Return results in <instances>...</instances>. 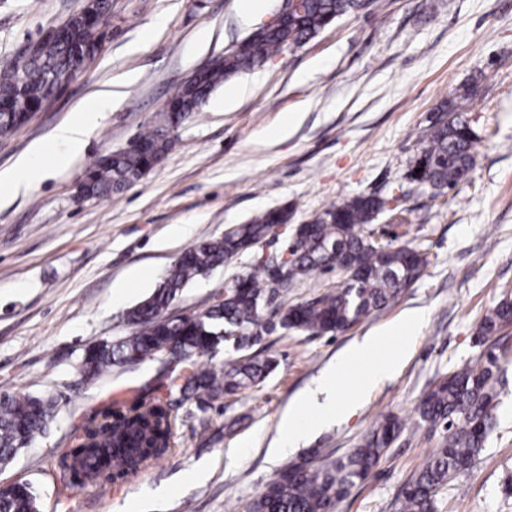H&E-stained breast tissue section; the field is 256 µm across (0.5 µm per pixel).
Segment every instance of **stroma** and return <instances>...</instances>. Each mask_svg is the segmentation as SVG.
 Masks as SVG:
<instances>
[{
  "label": "stroma",
  "mask_w": 512,
  "mask_h": 512,
  "mask_svg": "<svg viewBox=\"0 0 512 512\" xmlns=\"http://www.w3.org/2000/svg\"><path fill=\"white\" fill-rule=\"evenodd\" d=\"M84 3L0 0V68ZM110 4L97 58L48 109L0 138V171L37 143L45 171L26 191L0 183V390L51 392L60 402L52 430L0 467V483L32 484L40 512H248L285 465L315 448L323 463L348 453L393 414L403 433L336 512H398L401 488L445 434L417 425L421 398L448 372L484 361L498 340L480 338L477 326L512 295V0H372L235 76L245 92L232 106L216 89L139 182L82 201L77 187L87 168L154 125L194 71L272 20L281 0H263L248 17L244 0ZM463 86L474 89L467 117L476 164L435 197L407 172L437 107ZM94 103L107 122L84 155L57 173L54 130ZM289 113L296 120L283 139L276 130ZM362 193L396 198L408 219L399 244L429 260L389 307L335 335L265 336L251 354L274 358L277 368L259 386L203 408L168 392L165 365L151 357L93 382L79 374L87 346L130 334L123 311L151 295L185 249L257 213L292 212L291 228L191 281L169 307L172 316L202 313L255 256L282 254L293 226ZM174 224L187 225L188 234L169 238ZM135 270L146 280L117 296V284ZM417 309L424 320L391 380L294 451L271 454L282 413L346 347ZM153 397L171 402L178 418L173 452L100 486H80L56 468L75 427ZM495 416L472 472L440 491L438 512H512L503 491L512 478V363Z\"/></svg>",
  "instance_id": "1"
}]
</instances>
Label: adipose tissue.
<instances>
[{
	"label": "adipose tissue",
	"mask_w": 512,
	"mask_h": 512,
	"mask_svg": "<svg viewBox=\"0 0 512 512\" xmlns=\"http://www.w3.org/2000/svg\"><path fill=\"white\" fill-rule=\"evenodd\" d=\"M106 118V113L84 110L75 113L70 121L55 130L54 140L64 147L63 153L59 154L56 161L57 169H66L71 160L81 154L88 137L103 125ZM423 318L422 312H412L381 333L363 337L346 348L339 357L335 369L323 373L314 386L303 393L295 406L283 414L279 424L277 453H288L291 448L297 447L307 433L331 424L354 411L360 399L389 378L400 365L415 339L416 330ZM388 341L394 346L392 355L377 362L373 361V354ZM364 361L368 362L369 367L363 374L355 397H340L335 386L338 370L350 369ZM303 410L312 415L311 420L305 424L298 420V414Z\"/></svg>",
	"instance_id": "adipose-tissue-1"
}]
</instances>
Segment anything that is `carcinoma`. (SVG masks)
<instances>
[{
	"instance_id": "obj_1",
	"label": "carcinoma",
	"mask_w": 512,
	"mask_h": 512,
	"mask_svg": "<svg viewBox=\"0 0 512 512\" xmlns=\"http://www.w3.org/2000/svg\"><path fill=\"white\" fill-rule=\"evenodd\" d=\"M371 0H304L299 12L288 15L241 50L224 54L220 65L203 67L175 92L181 112L159 114L157 124L140 133L124 148L100 159L86 173L80 197L99 199L139 181L169 150L167 131L179 126L224 81L264 64L286 49L296 48L341 17L359 12ZM75 43L50 37L38 41L35 57L0 69V136H9L31 112V104L52 97L76 70L75 49L96 41L100 34L80 18L71 19ZM472 89L464 87L437 108L426 129L422 148L408 179L439 194L455 187L474 165L473 138L466 105ZM420 172H415V169ZM389 199L357 195L330 205L301 227L288 266V281L303 280L315 272L344 271L336 289L291 306L270 307L272 277L269 260L259 255L247 273L224 284V294L204 312L193 316H164L179 292L196 277L224 265L264 240L279 224L290 221L286 209L261 212L223 237L201 241L184 251L168 269L158 288L127 310L132 333L115 341L89 346L79 365L92 381L113 366H126L146 357L174 364L169 390L181 399L202 404L232 398L259 385L276 367L271 357L248 358L219 373L203 370L195 357L214 353L221 344L237 350L260 343L278 331H306L316 336L340 333L374 311L394 303L426 267L424 253L395 247L381 239L374 221L388 214L403 225L405 209L387 208ZM512 323V300L504 298L483 318L478 334L494 336ZM501 384L500 356L491 353L477 367H462L440 380L421 399L419 424L443 426L447 436L418 473L401 490V512H437V495L448 482L469 471L496 424L494 411ZM52 393L17 395L0 392V465L45 435L58 415ZM404 430L389 416L372 429L364 444L312 473L298 464L287 467L254 499L249 512H334L348 490L365 480ZM176 418L169 403L157 398L108 413L93 426L72 434L71 448L57 465L81 480L101 484L113 472L133 473L176 447ZM0 512H39L31 486L22 484L0 495Z\"/></svg>"
}]
</instances>
